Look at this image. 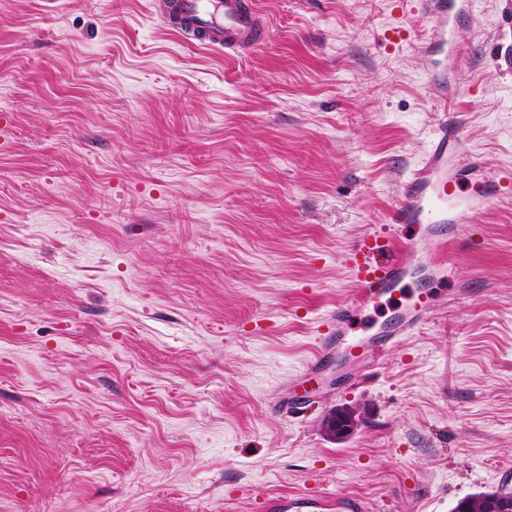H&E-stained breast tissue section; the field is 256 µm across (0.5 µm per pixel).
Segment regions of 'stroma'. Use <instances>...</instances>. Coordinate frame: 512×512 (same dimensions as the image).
<instances>
[{"mask_svg":"<svg viewBox=\"0 0 512 512\" xmlns=\"http://www.w3.org/2000/svg\"><path fill=\"white\" fill-rule=\"evenodd\" d=\"M258 50L168 31L160 0H0V512H257L345 493L452 512L512 492V13L473 0L451 171L501 200L458 242L427 320L326 365L356 240L391 230L440 111L418 0H257ZM469 290L460 298L458 287ZM355 410L357 427L321 423ZM465 177L472 183L473 189L469 197L458 199L455 207L485 206L502 196L499 190L500 180L488 165L475 163Z\"/></svg>","mask_w":512,"mask_h":512,"instance_id":"obj_1","label":"stroma"}]
</instances>
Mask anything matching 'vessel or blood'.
Instances as JSON below:
<instances>
[{
	"label": "vessel or blood",
	"instance_id": "1",
	"mask_svg": "<svg viewBox=\"0 0 512 512\" xmlns=\"http://www.w3.org/2000/svg\"><path fill=\"white\" fill-rule=\"evenodd\" d=\"M431 21L429 34L419 51L424 66L438 67L443 60L458 63L461 51L451 37L455 19L472 13L471 0H422ZM165 25L191 43L212 50H249L260 46L269 28L256 0H168ZM465 145L459 124L442 120L432 147L422 166L407 181L402 196L391 215L395 224H452L453 206L475 208L500 198V181L488 165L474 164L465 178L473 185L469 197H459L460 178L449 174L448 158ZM416 242H389L375 232L364 234L352 251V271L357 290L352 303L334 310L318 350L308 363L306 375H316L332 350L345 344L359 312L389 302L401 290L407 277V265L399 259L400 251L416 249ZM431 309L428 293L399 313L394 324L384 327L375 341L384 347L405 332L424 322ZM262 512H369L362 498L339 494L330 500L313 497L267 499Z\"/></svg>",
	"mask_w": 512,
	"mask_h": 512
}]
</instances>
